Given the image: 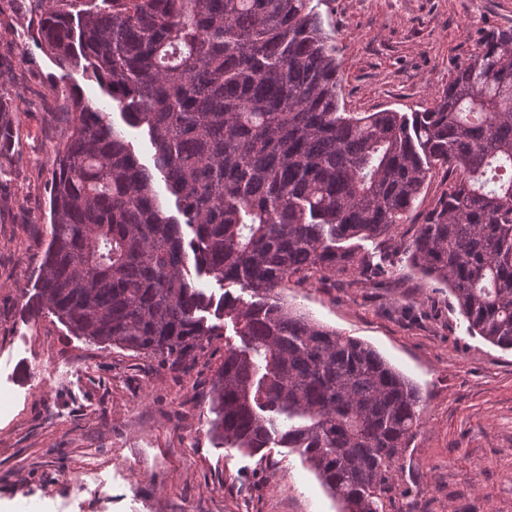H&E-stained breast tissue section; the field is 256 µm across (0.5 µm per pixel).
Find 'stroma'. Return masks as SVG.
Instances as JSON below:
<instances>
[{"instance_id": "35a3bbf8", "label": "stroma", "mask_w": 512, "mask_h": 512, "mask_svg": "<svg viewBox=\"0 0 512 512\" xmlns=\"http://www.w3.org/2000/svg\"><path fill=\"white\" fill-rule=\"evenodd\" d=\"M349 112H418L512 0H322ZM37 0L0 9V96L18 99L0 152V500L16 512H339L298 452L246 455L210 430L213 337L194 365L103 347L49 312L30 317L48 244L49 188L66 120L63 74L31 38ZM400 225L379 285L313 278L287 303L373 346L419 388L424 413L389 473L386 512H512V350L471 335L446 286L412 269Z\"/></svg>"}]
</instances>
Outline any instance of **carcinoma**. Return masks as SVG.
Instances as JSON below:
<instances>
[{"instance_id":"cac0c4a2","label":"carcinoma","mask_w":512,"mask_h":512,"mask_svg":"<svg viewBox=\"0 0 512 512\" xmlns=\"http://www.w3.org/2000/svg\"><path fill=\"white\" fill-rule=\"evenodd\" d=\"M32 39L95 79L63 93L32 316L96 345L193 361L220 335L212 431L296 449L342 512H386L422 397L370 345L282 302L309 277L373 285L352 241L408 246L468 330L512 350V29L487 32L422 112H348L313 0H40ZM144 131L146 165L124 129ZM242 284L254 300L198 288Z\"/></svg>"}]
</instances>
